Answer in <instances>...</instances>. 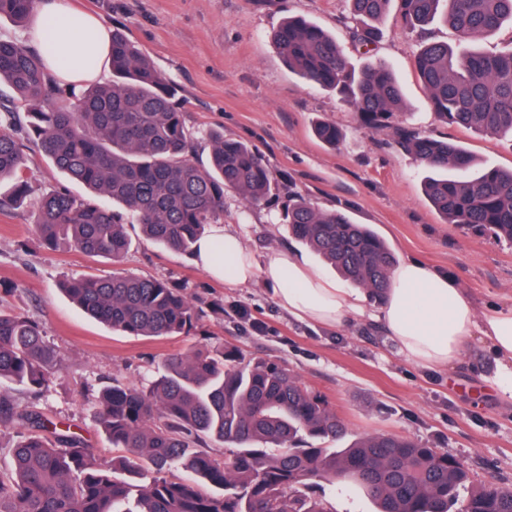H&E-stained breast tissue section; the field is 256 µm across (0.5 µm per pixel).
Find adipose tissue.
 <instances>
[{"label": "adipose tissue", "instance_id": "obj_1", "mask_svg": "<svg viewBox=\"0 0 512 512\" xmlns=\"http://www.w3.org/2000/svg\"><path fill=\"white\" fill-rule=\"evenodd\" d=\"M27 37L50 39L46 67L61 84L81 90L100 80L111 52V33L96 15L71 0H35ZM57 29H48V21ZM196 263L214 279L237 287L262 279L288 315L325 328L373 320L385 329L400 354L429 371L454 369L474 339L489 344L495 358L490 378L498 395L512 403V305L477 311L455 280L408 259L391 272V286L378 304L348 292L311 270L296 253L277 249L256 260L240 235L221 224L196 244Z\"/></svg>", "mask_w": 512, "mask_h": 512}]
</instances>
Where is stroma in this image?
I'll use <instances>...</instances> for the list:
<instances>
[{"label":"stroma","mask_w":512,"mask_h":512,"mask_svg":"<svg viewBox=\"0 0 512 512\" xmlns=\"http://www.w3.org/2000/svg\"><path fill=\"white\" fill-rule=\"evenodd\" d=\"M98 15L109 29H121L173 83L186 122L196 138L195 162L209 159L207 133L247 142L265 158L276 189L264 205L247 207L233 190L224 193V224L241 234L256 259L272 249L303 254L312 269L335 280L339 274L280 221L288 194L302 193L315 207L341 211L370 225L396 258H415L447 272L478 309L512 304V244L444 223L425 198L427 167L396 146L391 128L368 130L350 104L292 72L272 40L288 17L304 18L332 32L349 65L362 70L373 62L395 71L405 95L400 122L422 134L461 143L480 164L512 169V142L440 122L429 105L414 66L428 42L456 45L449 26L435 22L423 30L404 27L397 9L379 24L372 50L349 34L348 0H72ZM336 124L339 147L313 134L317 120ZM27 174L35 191L86 189L54 166L39 150L25 146ZM0 187V306L35 319L58 351L61 367L48 392L34 397L5 381L0 392L19 405L37 403L51 418L72 425L110 463L113 450L95 420L93 397L120 382L148 383L173 353L201 343L229 342L248 357L284 364L298 381L320 394L342 418L344 443L369 434L406 437L462 460L473 484L512 489V404L488 382L494 372L489 346L474 341L452 371L428 372L398 354L370 324L328 330L283 311L261 280L231 288L212 279L193 256L140 240L132 246L126 270L186 287L199 311L190 335L127 336L94 320L60 289L80 275H111V260L73 250L46 249L34 224L32 207L9 204ZM222 302L223 314L209 304ZM247 307L261 324H241L236 307Z\"/></svg>","instance_id":"stroma-1"}]
</instances>
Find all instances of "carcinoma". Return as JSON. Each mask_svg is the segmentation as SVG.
<instances>
[{"label": "carcinoma", "instance_id": "carcinoma-1", "mask_svg": "<svg viewBox=\"0 0 512 512\" xmlns=\"http://www.w3.org/2000/svg\"><path fill=\"white\" fill-rule=\"evenodd\" d=\"M399 2L402 22L420 29L450 26L459 44L423 45L414 64L438 119L490 136H512V48L497 54L472 47L512 24V0H350L353 38H378L375 22ZM34 0H0V19L24 26ZM288 67L307 82L338 92L366 129L403 107L402 89L382 63L359 75L347 70L336 38L301 18L273 33ZM112 79L80 93L44 68V54L0 38V84L15 98L0 110V185L20 206L34 200L36 229L48 249L68 248L118 265L130 248L127 225L143 238L192 254L210 224L224 219V189L249 207L264 203L272 181L263 157L244 141L208 135L209 162L189 159L193 132L177 89L122 31L112 32ZM314 134L337 147L343 132L321 120ZM397 145L439 171L423 193L448 224L491 233L512 243V170L486 167L459 144L395 127ZM91 191L56 188L33 196L21 141ZM106 196L120 210L101 206ZM286 221L297 239L346 279L382 299L396 258L363 224L316 208L302 195ZM63 290L92 317L128 336L189 335L199 315L186 287L116 269L109 277L80 276ZM58 352L32 318L0 309V381L40 393L49 387ZM96 423L122 454L96 462L94 450L35 406L20 408L0 393V427L17 431L13 467L0 475V512H334L325 486H357L377 512H449L469 482L460 459L408 438L367 435L339 451L346 427L318 394L287 367L245 359L230 343L204 344L169 356L146 387L116 383L96 399ZM222 445L224 455L214 451ZM180 468L184 478L165 473ZM461 512H512V489L479 485Z\"/></svg>", "mask_w": 512, "mask_h": 512}]
</instances>
